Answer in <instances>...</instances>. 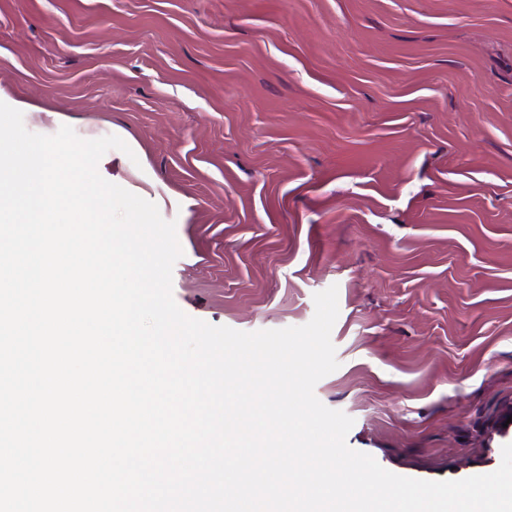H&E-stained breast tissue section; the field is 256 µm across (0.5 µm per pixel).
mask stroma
<instances>
[{
	"mask_svg": "<svg viewBox=\"0 0 512 512\" xmlns=\"http://www.w3.org/2000/svg\"><path fill=\"white\" fill-rule=\"evenodd\" d=\"M24 125L122 138L177 305L254 332L338 288L315 386L352 449L430 481L512 443V0H0ZM58 121L49 119V112Z\"/></svg>",
	"mask_w": 512,
	"mask_h": 512,
	"instance_id": "35a3bbf8",
	"label": "stroma"
}]
</instances>
